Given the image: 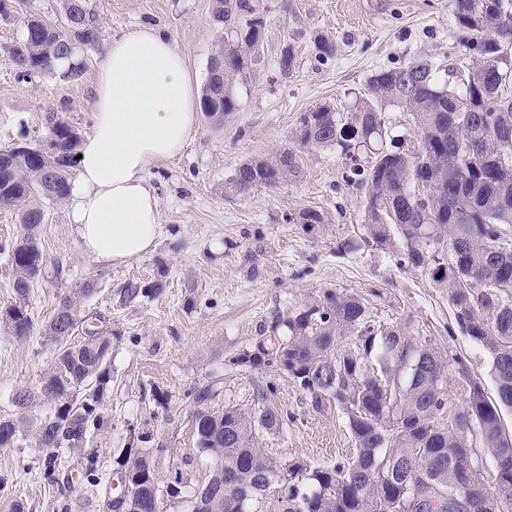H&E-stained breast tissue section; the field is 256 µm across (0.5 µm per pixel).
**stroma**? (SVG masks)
I'll use <instances>...</instances> for the list:
<instances>
[{
	"mask_svg": "<svg viewBox=\"0 0 512 512\" xmlns=\"http://www.w3.org/2000/svg\"><path fill=\"white\" fill-rule=\"evenodd\" d=\"M263 46L236 83L237 109L224 119L199 114L193 139L177 156L159 162L150 181L159 201L161 235L155 249L115 267L83 253L67 206L45 203L39 244L44 274L34 284L30 337L0 329V417H18L14 393L34 385L50 367L54 346L42 328L61 296L92 280L86 314L102 316L112 331V391L104 407L107 429L94 445L103 471L114 467V449L132 433L148 432L169 447L163 470L193 456L188 482L173 512H188L209 461L197 455L189 434L188 391L221 380L213 403L248 410L266 390L286 426L263 439L273 456L311 466L347 461L353 443L341 416L313 411L307 395L276 368L251 370L236 358L268 335L277 314L301 308L324 292L354 294L375 323L406 327L410 336L462 358L470 373L488 380L489 360L460 331L448 303L422 270L397 263L400 242L378 247L363 229L361 187L342 179L346 159L336 147L298 151L295 177L275 188L240 194L230 180L246 160L288 147L301 115L319 106L348 113L366 97L376 72L418 58L430 60L442 83H455L452 66L466 63L453 0H260ZM101 27L95 49L84 51L87 69L73 81L51 75L20 79L13 49L29 15L55 23L58 0H27L22 14L0 20V150L35 145L53 120L86 135L93 123L94 83L113 35L141 26L162 30L185 55L198 80L224 34L212 0H87ZM333 48L319 50L320 41ZM291 65L282 68L283 53ZM320 211L324 223H299V212ZM130 282L161 283L153 298L125 304ZM168 395L158 405L155 391ZM43 454L34 439L0 449V512H56L62 496L78 512H104L103 492L77 483L46 484Z\"/></svg>",
	"mask_w": 512,
	"mask_h": 512,
	"instance_id": "35a3bbf8",
	"label": "stroma"
}]
</instances>
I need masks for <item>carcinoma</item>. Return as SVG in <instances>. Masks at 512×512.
I'll use <instances>...</instances> for the list:
<instances>
[{
    "mask_svg": "<svg viewBox=\"0 0 512 512\" xmlns=\"http://www.w3.org/2000/svg\"><path fill=\"white\" fill-rule=\"evenodd\" d=\"M259 0H213L212 13L229 26L230 39L217 45L224 57V96L212 97L205 83L203 112L209 117L237 110L235 83L262 47ZM62 22L76 31L58 40L39 23L25 24L14 47L22 76L81 78V48L92 49L100 28L86 0H59ZM462 46L484 36L461 90L439 84L426 59L384 69L369 81L347 117L329 106L304 113L294 144L336 146L350 160L346 182L365 190L367 238L378 246L397 235L399 264L422 268L440 288L462 332L490 359L495 386L489 395L465 363L408 336L394 325L370 323L365 303L354 295L326 292L296 311L278 316L270 334L237 357L253 369L286 373L322 415L339 413L350 431L355 455L345 463L311 467L269 455L263 435L282 431L283 418L270 396L251 411L210 403L219 380L194 387L188 397L190 429L197 451L207 456V482L191 500L190 512H512V444L502 412L512 411V70L501 53L512 46V0H454ZM410 113L416 144L375 149L385 135L382 106ZM51 147L33 154L7 150L0 170L9 183L0 208L18 215L22 231L0 244L12 270L13 298L0 310V327L17 339L33 331L29 296L42 275L39 229L42 202L60 203L69 192L78 133L63 120L51 127ZM362 150L374 154L360 163ZM55 170L54 193L40 190ZM298 172L296 151L279 150L243 163L230 180L245 193L256 185L275 188ZM160 291L129 283L123 301ZM83 329L76 343L68 338ZM42 336L57 346L50 369L31 387L15 393L13 404L28 409L39 401L50 412L31 422L0 418V448H16L30 436L44 453L43 476L51 483L78 481L91 487L128 483L126 502L104 500L106 512H167L181 497L182 470L166 476L160 460L165 445L145 449L151 434H134L115 450L113 474L99 469V449L89 443L108 426L103 410L112 385V330L88 323L78 297L60 299ZM463 396L458 404L454 393ZM68 449L80 459L72 474L59 456ZM491 457L487 473L482 460Z\"/></svg>",
    "mask_w": 512,
    "mask_h": 512,
    "instance_id": "cac0c4a2",
    "label": "carcinoma"
}]
</instances>
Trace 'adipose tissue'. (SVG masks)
Here are the masks:
<instances>
[{
    "mask_svg": "<svg viewBox=\"0 0 512 512\" xmlns=\"http://www.w3.org/2000/svg\"><path fill=\"white\" fill-rule=\"evenodd\" d=\"M198 99L196 78L166 35L137 27L113 36L68 196L85 254L120 266L154 249L161 225L150 174L195 135Z\"/></svg>",
    "mask_w": 512,
    "mask_h": 512,
    "instance_id": "1",
    "label": "adipose tissue"
}]
</instances>
